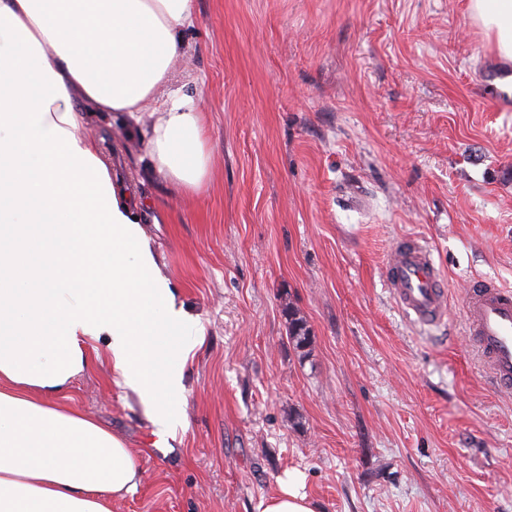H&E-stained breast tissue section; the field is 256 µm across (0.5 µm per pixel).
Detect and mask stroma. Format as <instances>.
<instances>
[{
	"label": "stroma",
	"instance_id": "1",
	"mask_svg": "<svg viewBox=\"0 0 512 512\" xmlns=\"http://www.w3.org/2000/svg\"><path fill=\"white\" fill-rule=\"evenodd\" d=\"M196 8L174 84L208 117V191L173 198L123 118L89 119L204 338L167 447L107 354L69 392L142 470L112 512H259L292 469L319 512H512V391L465 335L469 281L512 289V64L468 0ZM404 236L446 277L445 327L413 324L386 284ZM289 336L296 349H305L309 346V329L303 317H297V314L288 311Z\"/></svg>",
	"mask_w": 512,
	"mask_h": 512
}]
</instances>
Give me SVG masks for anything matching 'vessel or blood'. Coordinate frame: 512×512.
I'll list each match as a JSON object with an SVG mask.
<instances>
[{
	"mask_svg": "<svg viewBox=\"0 0 512 512\" xmlns=\"http://www.w3.org/2000/svg\"><path fill=\"white\" fill-rule=\"evenodd\" d=\"M387 282L400 309L416 324L437 327L447 320L446 279L432 251L406 237L392 249ZM469 333L490 367L497 387H512V290L488 280L469 284Z\"/></svg>",
	"mask_w": 512,
	"mask_h": 512,
	"instance_id": "vessel-or-blood-1",
	"label": "vessel or blood"
}]
</instances>
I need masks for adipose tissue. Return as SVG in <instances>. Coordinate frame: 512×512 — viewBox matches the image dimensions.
I'll list each match as a JSON object with an SVG mask.
<instances>
[{"label":"adipose tissue","instance_id":"ef3b65f1","mask_svg":"<svg viewBox=\"0 0 512 512\" xmlns=\"http://www.w3.org/2000/svg\"><path fill=\"white\" fill-rule=\"evenodd\" d=\"M512 62V0H468ZM195 0H0V512H110L141 471L130 448L59 399L104 342L114 383L159 439L180 421L202 344L175 305L124 182L86 132L124 115L148 175L183 198L211 179L204 115L171 89ZM261 512H317L288 472Z\"/></svg>","mask_w":512,"mask_h":512}]
</instances>
